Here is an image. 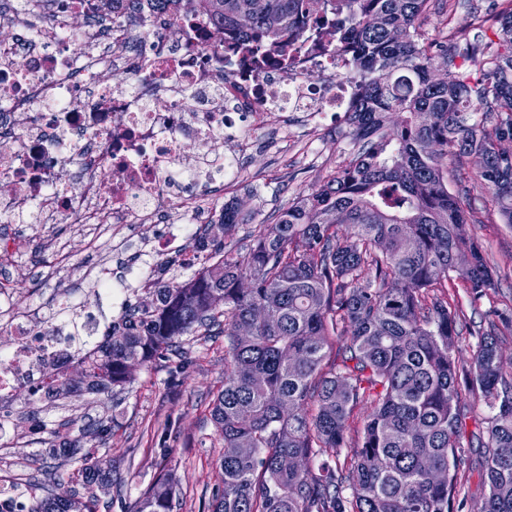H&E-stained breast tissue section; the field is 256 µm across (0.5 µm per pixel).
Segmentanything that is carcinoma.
Returning <instances> with one entry per match:
<instances>
[{
	"instance_id": "cac0c4a2",
	"label": "carcinoma",
	"mask_w": 512,
	"mask_h": 512,
	"mask_svg": "<svg viewBox=\"0 0 512 512\" xmlns=\"http://www.w3.org/2000/svg\"><path fill=\"white\" fill-rule=\"evenodd\" d=\"M218 30L264 59L285 32L317 23L326 45L347 44L363 72L351 151L339 170L288 208L244 250H224L240 211L199 235L213 262L183 282L156 283L129 304L83 391L122 389L135 367L190 336L224 335V387L210 415L224 441L222 488L209 512H461L469 399H494L484 448L482 512H512V381L494 332L472 361L456 360L457 274L475 304L497 280L465 234L469 189L448 187V163L480 155L477 182L512 224V0H491L496 43L421 38L416 21L438 0H203ZM462 63H457V60ZM478 63L472 76L464 63ZM261 309L266 318H254ZM348 335L338 346L336 339ZM362 423L355 444L350 420ZM88 483H104L93 453ZM159 478L128 512H172ZM28 512H97L80 493L48 492Z\"/></svg>"
}]
</instances>
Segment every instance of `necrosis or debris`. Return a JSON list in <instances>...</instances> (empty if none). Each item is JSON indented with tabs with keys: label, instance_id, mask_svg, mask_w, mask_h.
<instances>
[{
	"label": "necrosis or debris",
	"instance_id": "1",
	"mask_svg": "<svg viewBox=\"0 0 512 512\" xmlns=\"http://www.w3.org/2000/svg\"><path fill=\"white\" fill-rule=\"evenodd\" d=\"M0 184L15 211L38 224L112 232V254L87 270L90 295L148 286L144 256L179 235L185 262L200 259L196 229L224 218V185L244 174L255 111L309 119L344 112L358 75L344 48L282 40L284 64L250 69L234 35L214 31L201 7L167 11L112 0H0ZM322 77L308 82L311 72ZM163 234L126 254L132 225ZM30 306L0 290V326L16 337L0 352V399L43 386L90 362L99 325L59 318L41 329Z\"/></svg>",
	"mask_w": 512,
	"mask_h": 512
}]
</instances>
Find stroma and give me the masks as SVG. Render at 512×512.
<instances>
[{
	"mask_svg": "<svg viewBox=\"0 0 512 512\" xmlns=\"http://www.w3.org/2000/svg\"><path fill=\"white\" fill-rule=\"evenodd\" d=\"M489 0H446L443 11H433L420 21L425 38L434 40L453 32L479 33L496 39L498 26L488 12ZM349 113L324 121L321 151H309L304 143L280 139L267 148L263 140L279 126L278 118L264 114L256 130L258 146L245 157L248 174L225 186L243 215L224 237L227 248L239 250L262 230L264 218L287 207L297 196L309 193L330 178L346 160L349 145ZM478 166L467 159L461 169L449 170V182L466 180L473 198V213L466 225L468 236L483 247L499 286L471 304L460 281L448 286V296L463 310L462 334L456 343L459 363H469L478 332L489 327L488 309L512 306V227L502 224L496 209L484 205L483 189L474 176ZM13 235L20 243L14 264L31 268V276L19 288L31 304L49 302L65 294L71 306L90 303L102 323L119 318L111 299L91 300L82 276L106 248V239L94 225L84 231L47 227L33 233L26 224H1L0 236ZM178 383H169L170 372ZM224 385V339L195 336L187 356H169L165 362L136 367L134 380L124 390L108 394L77 392L56 401L17 388L0 400V486H14L22 503H30L34 481L52 466L60 491L72 489L94 495L98 512H127L160 475L172 479L176 489L173 512H208V503L220 484L218 461L224 443L210 417V403ZM112 426V437L96 448L100 459L114 461L112 483L86 486L79 460L99 422Z\"/></svg>",
	"mask_w": 512,
	"mask_h": 512,
	"instance_id": "stroma-1",
	"label": "stroma"
}]
</instances>
